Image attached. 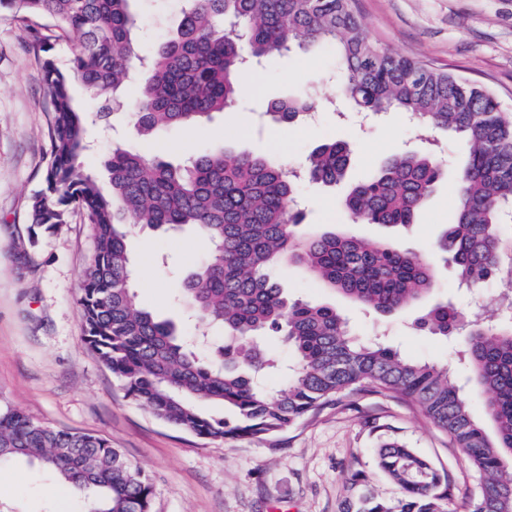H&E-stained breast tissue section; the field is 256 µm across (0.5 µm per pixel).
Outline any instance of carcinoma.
Segmentation results:
<instances>
[{
  "label": "carcinoma",
  "instance_id": "1",
  "mask_svg": "<svg viewBox=\"0 0 512 512\" xmlns=\"http://www.w3.org/2000/svg\"><path fill=\"white\" fill-rule=\"evenodd\" d=\"M1 9L14 13L43 53L50 98L45 188L31 199L30 224L53 229L79 209L92 225L95 251L79 297L84 340L128 397L164 422L218 441L238 434L267 440L363 386L396 393L446 432L479 473L469 512H512V325L475 319L465 326L448 301L414 322L421 331L461 337L460 360L472 388L486 397L489 432L473 418L447 366L356 339L335 308L291 299L271 276L292 261L383 314L434 290L430 261L390 240L296 235L301 215L292 204L299 187L340 182L349 145L323 143L297 168L221 148L179 164L116 148L104 162L112 186L106 196L78 163L88 149V119L75 105L70 76L51 55V40L74 37L77 76L102 111L122 108L118 89L136 84L133 120L144 135L231 109L241 92L238 76L252 62L295 47L330 48L338 93L356 111L401 112L419 128L444 129L462 141L457 215L436 250L455 266L459 283L472 288L504 271L512 275V239L500 232L512 223V122L493 91L373 42L352 0H182L176 29L151 55L135 39L131 0H0ZM319 104L307 92L273 101L269 115L290 125ZM443 170L433 149L391 157L350 188L345 208L366 224H411ZM127 220L153 229L190 226L212 245L183 280L178 299L199 322L224 329V345L213 356L201 357L196 339L138 304ZM268 331L282 336L296 358L288 386L275 395L266 379L279 361L253 344ZM198 400L230 408L237 421L202 413ZM13 460L71 488L82 512H150V478L105 436L56 429L0 404V465ZM376 465L400 497L389 506L365 495L355 512H452L448 474L414 449L385 444Z\"/></svg>",
  "mask_w": 512,
  "mask_h": 512
}]
</instances>
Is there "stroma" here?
<instances>
[{"mask_svg":"<svg viewBox=\"0 0 512 512\" xmlns=\"http://www.w3.org/2000/svg\"><path fill=\"white\" fill-rule=\"evenodd\" d=\"M180 7L179 0H133L131 9L143 20L144 53L164 42ZM353 9L373 41L491 88L512 119V0H353ZM27 41L23 25L11 14H0V402L59 429L106 436L151 478L152 512H344L346 501L357 497L347 488L353 467L368 477L362 490L391 505L398 489L378 471L374 450L393 441L448 472L458 510L476 496L478 472L446 433L400 396L365 389L273 439L221 441L165 423L126 396L83 340L79 291L94 253L91 224L75 209L57 229L31 230L30 199L44 187L49 114L39 60ZM254 75L255 87L244 89L230 112L148 138L132 121L134 91H127L123 109L99 121L100 100L73 80L78 104L94 119L88 127L92 148L80 164L97 173L107 193L111 186L101 163L117 146L173 162L220 147L298 167L317 145L343 140L352 154L349 177L356 180L405 149L438 140L446 174L409 228L354 221L343 205L344 186L305 184L298 193L303 229L391 238L402 249L434 258V299H452L468 313L496 312L498 296L512 292V279L461 289L453 266L434 256L436 239L444 225L453 223L460 198L456 173L463 153L457 138L419 129L399 112L362 125L348 104L342 121L327 108L310 122L287 127L273 121L266 113L273 100L309 89L324 99L335 96L334 55L326 49L274 55ZM128 230L138 302L193 334L194 325L175 294L208 254L209 242L188 229L163 233L132 224ZM276 276L291 298L336 307L358 339L383 338L408 357L449 366L466 377L458 361V339L415 328L421 306L384 315L354 304L297 268L278 269ZM0 512H81V507L65 488L21 460L0 468Z\"/></svg>","mask_w":512,"mask_h":512,"instance_id":"obj_1","label":"stroma"}]
</instances>
